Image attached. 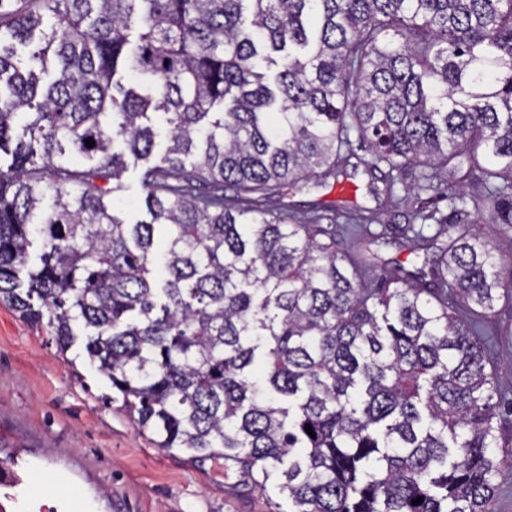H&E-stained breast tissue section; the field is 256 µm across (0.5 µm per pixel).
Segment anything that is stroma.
Listing matches in <instances>:
<instances>
[{
  "instance_id": "stroma-1",
  "label": "stroma",
  "mask_w": 512,
  "mask_h": 512,
  "mask_svg": "<svg viewBox=\"0 0 512 512\" xmlns=\"http://www.w3.org/2000/svg\"><path fill=\"white\" fill-rule=\"evenodd\" d=\"M282 201L299 212L335 206L339 227L374 213L372 240L348 253L414 259L383 228L415 223V206L374 192L365 174L332 189L288 190ZM482 330L499 397L510 401L512 304L499 302ZM110 391L82 352H60L47 327L0 304V512H286L277 490L244 485L223 460L156 448L119 404L105 402Z\"/></svg>"
}]
</instances>
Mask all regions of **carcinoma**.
Segmentation results:
<instances>
[{
  "instance_id": "obj_1",
  "label": "carcinoma",
  "mask_w": 512,
  "mask_h": 512,
  "mask_svg": "<svg viewBox=\"0 0 512 512\" xmlns=\"http://www.w3.org/2000/svg\"><path fill=\"white\" fill-rule=\"evenodd\" d=\"M354 135L386 196L448 189L433 235L392 227L421 266L350 260L273 201L335 187ZM473 179L511 230L512 0H0V302L158 448L289 512H493L512 452L480 324L512 288ZM146 164L143 161L134 162L129 159L127 171L123 175L125 191L115 204L123 209L124 214L132 218H140L141 202L144 196V190L141 185V173Z\"/></svg>"
}]
</instances>
